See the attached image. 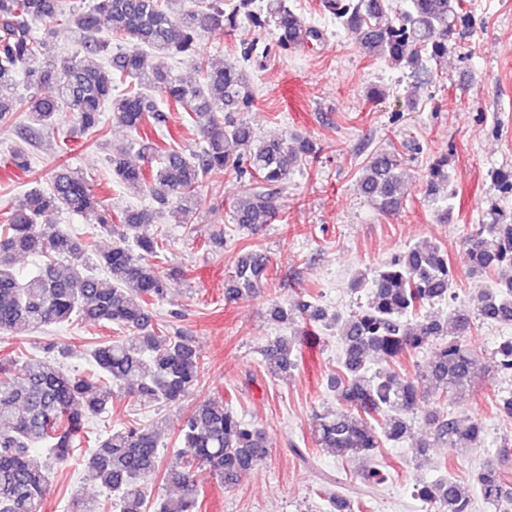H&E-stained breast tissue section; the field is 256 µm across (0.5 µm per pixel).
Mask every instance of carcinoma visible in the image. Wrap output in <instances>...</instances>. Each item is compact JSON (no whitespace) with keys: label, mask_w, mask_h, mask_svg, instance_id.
Here are the masks:
<instances>
[{"label":"carcinoma","mask_w":512,"mask_h":512,"mask_svg":"<svg viewBox=\"0 0 512 512\" xmlns=\"http://www.w3.org/2000/svg\"><path fill=\"white\" fill-rule=\"evenodd\" d=\"M468 0H325L336 26L354 35L365 55L388 66L415 73L427 59L448 54L457 25L470 19ZM56 22L74 30L81 41L65 57L56 58L37 25ZM272 30L280 53L318 41L320 29L296 13L288 0H209L200 6H176L173 0H90L83 7L67 0H0V121L27 113L9 163L22 173L32 171L26 146L42 131L54 129L56 116L70 112L78 128L97 132L104 112L132 135L127 146L112 152L109 165L118 183L148 191L155 210L100 206L85 176L66 164L56 166L49 187L33 188L24 201L0 214V334L42 331L51 324L81 321L112 323L123 336L96 343L87 350L88 368L73 374L61 359L69 349L50 345L42 356L20 363L0 360V512H38L52 485L53 467L32 450H53L61 461L89 417L112 407L124 386L145 403L176 404L200 380L197 351L185 336H164L152 323L151 309L166 291L159 267L166 251L162 234L147 236L142 226L170 213L177 224H190L201 204L207 181L232 177L239 193L232 204V222L240 230L271 224L280 215L279 199L288 191L299 165L314 163L320 148L311 140L261 139L237 115L255 107L257 93L244 65L269 56L268 48L241 43L240 63L217 65L207 58L203 33L212 28L232 32L242 23ZM152 56L178 58L187 71L173 75L149 63ZM24 83L28 96L5 97L3 90ZM51 87L54 94H42ZM176 107L188 115L201 140L174 150L151 138L146 128L167 122ZM159 165L133 163L131 152ZM448 154L430 162L419 189L441 217L452 211L453 192ZM402 159L395 150L377 151L361 167V194L382 213L403 203ZM502 195H512V169L492 172ZM66 211L94 221L95 231L112 245L90 253L74 235L40 223L48 211ZM463 245L470 275L493 284L476 295L475 314L453 309L441 319L427 308L455 298V270L448 251L424 241L405 249L375 269L361 273L358 287L371 282L367 302L346 317L306 293L272 305V319L306 328L336 331L342 357L328 387L336 393V416L315 415V445L339 458L371 459L388 443L414 436L415 414L430 398L452 404L470 391L483 353L466 341L473 318L512 325V277H496L512 269V223L472 224ZM41 257L38 272L18 278L17 257ZM269 258L249 250L237 260L224 289L233 300L261 286ZM296 341L279 336L263 349L268 373L277 376L297 365ZM431 349L425 374L403 373V356ZM374 353L388 368L370 372L366 357ZM497 370L512 376V336L490 351ZM433 439L416 443V453L439 444L454 453L484 443L485 425L474 417L462 424L432 410L427 414ZM163 423L116 427L100 438L85 465L100 484L104 499L87 512H197L200 491L193 469L209 467L224 486L263 461L269 448L265 432L247 422L222 399L197 403L183 418L177 439L193 449L190 459L169 461L163 476L180 495L149 506L147 484L161 464ZM493 512H512V485L498 465L487 464L465 484L448 476L421 478L414 496L430 512H473V492ZM363 497H329L330 512H364Z\"/></svg>","instance_id":"cac0c4a2"}]
</instances>
